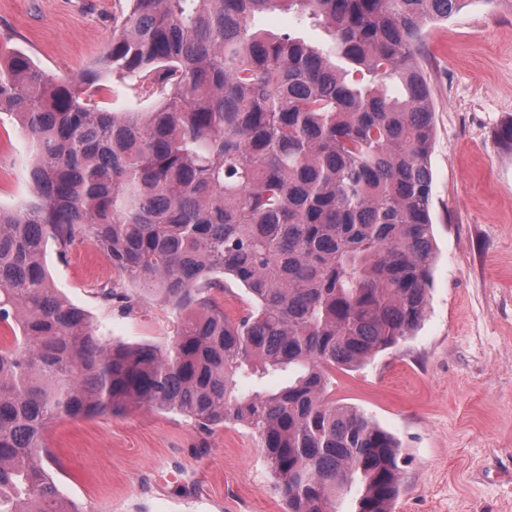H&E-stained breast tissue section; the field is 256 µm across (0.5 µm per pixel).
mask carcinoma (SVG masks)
Returning <instances> with one entry per match:
<instances>
[{"instance_id": "1", "label": "carcinoma", "mask_w": 512, "mask_h": 512, "mask_svg": "<svg viewBox=\"0 0 512 512\" xmlns=\"http://www.w3.org/2000/svg\"><path fill=\"white\" fill-rule=\"evenodd\" d=\"M129 2L78 76L0 54V112L26 131L36 194L0 206V512H82L45 465L50 426L139 406L251 428L286 512H336L343 494L393 512L398 440L332 392L425 316L433 126L416 55L465 0ZM276 11L300 26L256 27ZM105 78L158 103L107 110ZM78 239L181 318L167 348L105 343L58 293L48 241L63 256Z\"/></svg>"}]
</instances>
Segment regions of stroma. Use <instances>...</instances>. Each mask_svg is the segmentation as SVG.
<instances>
[{"mask_svg":"<svg viewBox=\"0 0 512 512\" xmlns=\"http://www.w3.org/2000/svg\"><path fill=\"white\" fill-rule=\"evenodd\" d=\"M128 0H0V49H20L64 77L91 65ZM429 84L434 139L431 216L437 245L429 302L413 336L360 369L336 374L337 400L400 442L393 512H512V0H468L430 27L417 57ZM27 137L0 112V207L30 205ZM79 240L45 265L60 295L108 343L170 345L180 319L138 285L104 273ZM135 298L131 313L100 291ZM50 471L83 512H285L257 436L208 430L134 407L62 420L48 432Z\"/></svg>","mask_w":512,"mask_h":512,"instance_id":"obj_1","label":"stroma"}]
</instances>
